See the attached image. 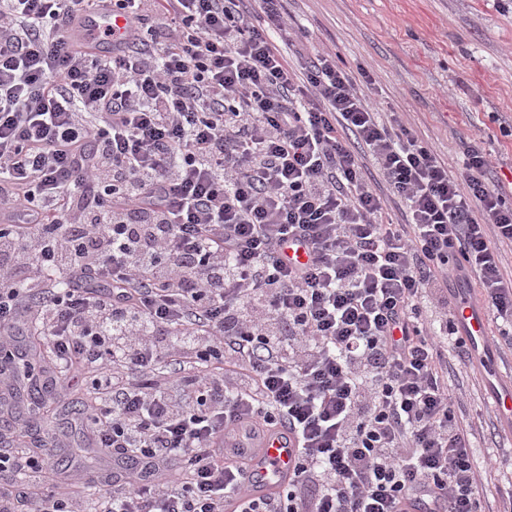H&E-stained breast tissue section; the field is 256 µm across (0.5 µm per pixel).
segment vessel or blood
I'll return each instance as SVG.
<instances>
[{
  "label": "vessel or blood",
  "instance_id": "1",
  "mask_svg": "<svg viewBox=\"0 0 512 512\" xmlns=\"http://www.w3.org/2000/svg\"><path fill=\"white\" fill-rule=\"evenodd\" d=\"M462 321L475 358H483L486 349V315L472 306L464 309ZM253 446L249 467L244 473L247 485L258 493L282 488L296 465L298 448L294 437L272 431L254 440Z\"/></svg>",
  "mask_w": 512,
  "mask_h": 512
}]
</instances>
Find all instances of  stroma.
<instances>
[{"instance_id": "35a3bbf8", "label": "stroma", "mask_w": 512, "mask_h": 512, "mask_svg": "<svg viewBox=\"0 0 512 512\" xmlns=\"http://www.w3.org/2000/svg\"><path fill=\"white\" fill-rule=\"evenodd\" d=\"M307 51L326 50L347 71H370L365 96L400 113L457 171L481 145L496 180L512 182V0H286ZM512 367V352L491 370L448 362V388L472 433L484 512H512V432L498 426L486 385Z\"/></svg>"}]
</instances>
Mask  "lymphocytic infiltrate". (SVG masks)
Wrapping results in <instances>:
<instances>
[{
    "label": "lymphocytic infiltrate",
    "mask_w": 512,
    "mask_h": 512,
    "mask_svg": "<svg viewBox=\"0 0 512 512\" xmlns=\"http://www.w3.org/2000/svg\"><path fill=\"white\" fill-rule=\"evenodd\" d=\"M255 2L0 0V405L41 337L39 382L78 370L92 447L141 464L92 503L0 426V512H483L448 356L469 281L512 349V201L484 148L449 171ZM230 424L297 439L283 489L241 483Z\"/></svg>",
    "instance_id": "obj_1"
}]
</instances>
